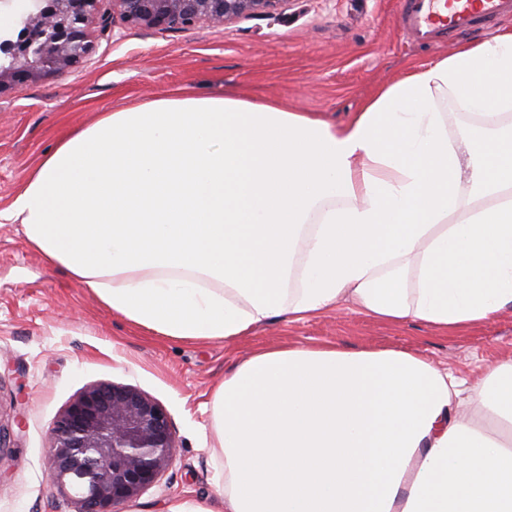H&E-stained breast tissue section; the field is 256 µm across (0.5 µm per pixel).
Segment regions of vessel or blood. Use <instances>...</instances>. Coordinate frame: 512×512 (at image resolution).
Returning a JSON list of instances; mask_svg holds the SVG:
<instances>
[{
    "label": "vessel or blood",
    "instance_id": "obj_1",
    "mask_svg": "<svg viewBox=\"0 0 512 512\" xmlns=\"http://www.w3.org/2000/svg\"><path fill=\"white\" fill-rule=\"evenodd\" d=\"M507 16H512V0H402L400 23L424 41L438 32L464 33Z\"/></svg>",
    "mask_w": 512,
    "mask_h": 512
}]
</instances>
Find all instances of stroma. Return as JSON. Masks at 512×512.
<instances>
[{"instance_id":"1","label":"stroma","mask_w":512,"mask_h":512,"mask_svg":"<svg viewBox=\"0 0 512 512\" xmlns=\"http://www.w3.org/2000/svg\"><path fill=\"white\" fill-rule=\"evenodd\" d=\"M400 0H293L284 15L181 31L114 25L98 0L81 70L13 86L0 97V210L67 133L99 113L175 93L276 101L295 112L348 122L382 88L464 43L512 31V17L428 42L398 22ZM324 343L417 351L435 366L477 378L512 358V310L442 334L339 308L299 321L277 319L251 336L189 342L131 325L32 249L21 225L0 224V512H75L49 476L50 433L90 386L137 388L168 412L176 448L158 482L127 512H168L190 499L216 502L224 459L215 451L209 402L225 374L251 351Z\"/></svg>"}]
</instances>
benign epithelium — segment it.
Returning <instances> with one entry per match:
<instances>
[{"label":"benign epithelium","mask_w":512,"mask_h":512,"mask_svg":"<svg viewBox=\"0 0 512 512\" xmlns=\"http://www.w3.org/2000/svg\"><path fill=\"white\" fill-rule=\"evenodd\" d=\"M53 21L15 11L17 30L0 38V97L16 84L80 66L86 26L98 0H41ZM292 0H112V21L143 30H182L283 14ZM167 411L140 391L115 384L87 388L50 434V480L75 490L77 512H115L154 484L173 458Z\"/></svg>","instance_id":"obj_1"}]
</instances>
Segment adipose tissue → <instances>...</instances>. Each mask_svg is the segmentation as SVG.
<instances>
[{
	"mask_svg": "<svg viewBox=\"0 0 512 512\" xmlns=\"http://www.w3.org/2000/svg\"><path fill=\"white\" fill-rule=\"evenodd\" d=\"M471 122L456 138L435 98ZM0 224L128 321L250 335L345 300L440 331L512 307V33L380 90L349 122L233 94L104 113ZM224 512H512V361L472 381L416 353H251L211 400Z\"/></svg>",
	"mask_w": 512,
	"mask_h": 512,
	"instance_id": "adipose-tissue-1",
	"label": "adipose tissue"
}]
</instances>
